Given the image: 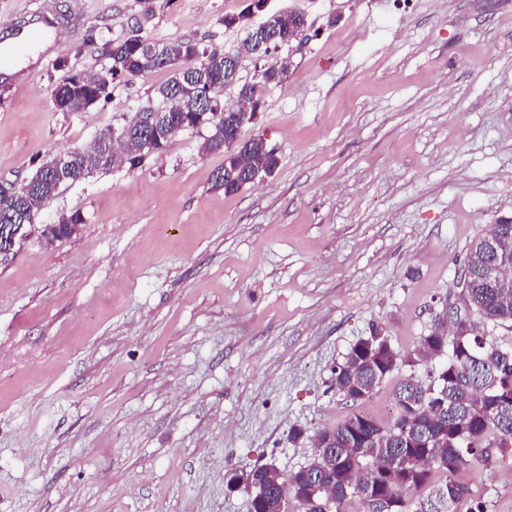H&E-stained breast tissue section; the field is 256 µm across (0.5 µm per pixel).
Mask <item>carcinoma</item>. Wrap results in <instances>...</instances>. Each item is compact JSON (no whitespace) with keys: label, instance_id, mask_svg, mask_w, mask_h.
Returning a JSON list of instances; mask_svg holds the SVG:
<instances>
[{"label":"carcinoma","instance_id":"obj_1","mask_svg":"<svg viewBox=\"0 0 512 512\" xmlns=\"http://www.w3.org/2000/svg\"><path fill=\"white\" fill-rule=\"evenodd\" d=\"M301 25L298 17L280 15L260 39L246 30L242 46L267 57L295 43ZM244 58L239 48L190 39L160 44L144 35L143 22L128 26L112 42L106 56L110 66L104 71L70 75L57 85L55 111L81 112L107 102L115 85L154 69H170L171 78L159 86L156 100L147 101L133 117L125 139H112L108 128L93 148L65 153L61 167L52 156L25 183L1 182L0 225L30 224L62 186L107 172L124 162L119 154L135 153L124 162L133 170L142 158L163 152L178 133L201 126L208 128L206 150L224 151L214 187L233 194L254 171L272 175L278 164L275 150L262 139H240L242 127L251 122L243 103L262 105L258 87L283 84L288 63H256L255 81L242 83ZM229 87L237 88L241 106L225 105L221 93ZM156 114L160 137L145 149L139 125ZM82 223L78 213L63 214L43 234L62 242ZM495 233L498 256L512 260V224L497 225ZM461 275L465 288L458 301L470 321L456 323L451 336L437 325L419 337L427 351L413 350L408 363L424 366V375L402 378L387 419L354 410L315 433L324 447L314 449L307 465L286 476L273 466L262 467L252 472V482L263 488L278 478L281 492L296 495L293 508L300 512H487L463 473L492 462L494 449L498 460H512V288L489 286L478 257L469 260ZM499 328L505 333L495 334ZM397 358L388 337L376 328L336 363L331 388L346 402L366 401L396 369Z\"/></svg>","mask_w":512,"mask_h":512}]
</instances>
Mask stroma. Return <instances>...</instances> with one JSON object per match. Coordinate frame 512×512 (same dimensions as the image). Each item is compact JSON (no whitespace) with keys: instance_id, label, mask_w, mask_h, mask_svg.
<instances>
[{"instance_id":"35a3bbf8","label":"stroma","mask_w":512,"mask_h":512,"mask_svg":"<svg viewBox=\"0 0 512 512\" xmlns=\"http://www.w3.org/2000/svg\"><path fill=\"white\" fill-rule=\"evenodd\" d=\"M66 66L0 85V182L128 122L169 77L58 112L56 86L103 71L139 0H51ZM247 0H155L145 32L224 48ZM313 32L243 139L271 177L227 195L206 130L136 170L61 187L36 225L63 242L0 255V512H250L224 475L305 466L351 411L331 368L379 328L400 353L436 325L470 243L512 218V0H269ZM512 512V463L466 474ZM84 219L80 213L70 215L62 214L57 224L46 225L43 234L49 236L54 241H64L70 239L78 231V226L83 224ZM76 226V230L74 227Z\"/></svg>"}]
</instances>
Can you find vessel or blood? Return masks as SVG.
I'll list each match as a JSON object with an SVG mask.
<instances>
[{"label": "vessel or blood", "instance_id": "b4317fda", "mask_svg": "<svg viewBox=\"0 0 512 512\" xmlns=\"http://www.w3.org/2000/svg\"><path fill=\"white\" fill-rule=\"evenodd\" d=\"M65 31L58 23L50 0L15 15L0 28V83L26 88L64 43Z\"/></svg>", "mask_w": 512, "mask_h": 512}]
</instances>
